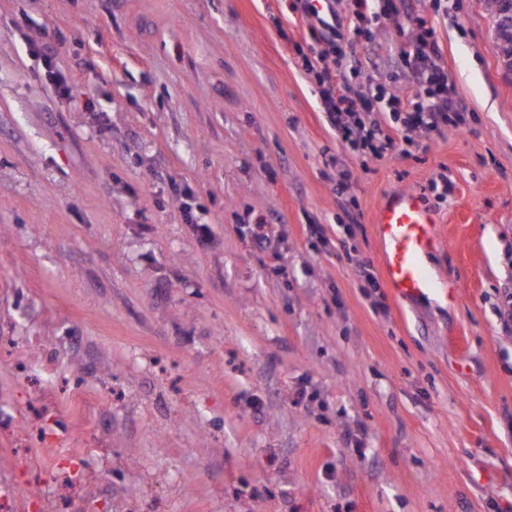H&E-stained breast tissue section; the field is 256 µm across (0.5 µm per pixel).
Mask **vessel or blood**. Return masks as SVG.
Masks as SVG:
<instances>
[{
  "label": "vessel or blood",
  "mask_w": 512,
  "mask_h": 512,
  "mask_svg": "<svg viewBox=\"0 0 512 512\" xmlns=\"http://www.w3.org/2000/svg\"><path fill=\"white\" fill-rule=\"evenodd\" d=\"M372 222L382 246V277L395 297L412 299L438 293L447 301H455L456 282L435 277L425 264L440 243L441 221L418 193H386Z\"/></svg>",
  "instance_id": "1"
}]
</instances>
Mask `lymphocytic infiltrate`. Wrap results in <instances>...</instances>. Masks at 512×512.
Instances as JSON below:
<instances>
[{"label": "lymphocytic infiltrate", "instance_id": "lymphocytic-infiltrate-1", "mask_svg": "<svg viewBox=\"0 0 512 512\" xmlns=\"http://www.w3.org/2000/svg\"><path fill=\"white\" fill-rule=\"evenodd\" d=\"M325 9H318L314 0H298L302 14L313 20L323 33L300 51L302 68L316 74L320 105L330 126L340 134L343 143L353 152L379 159L396 144L413 146L412 132H438L463 124L457 105V92L448 77L436 32L426 19L416 21L410 41L398 53V69L405 87L388 91L385 85L355 95L337 94L333 85L331 64L336 63V46L328 38L335 31L339 15L338 0H324ZM387 102L401 130L403 139H395L380 123L365 122L377 102Z\"/></svg>", "mask_w": 512, "mask_h": 512}]
</instances>
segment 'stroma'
<instances>
[{"label":"stroma","mask_w":512,"mask_h":512,"mask_svg":"<svg viewBox=\"0 0 512 512\" xmlns=\"http://www.w3.org/2000/svg\"><path fill=\"white\" fill-rule=\"evenodd\" d=\"M405 9L466 125L375 160L297 67L295 0H0V512L512 503V72L481 0ZM367 29L354 87L407 40ZM396 189L440 216L455 303L386 287Z\"/></svg>","instance_id":"35a3bbf8"}]
</instances>
